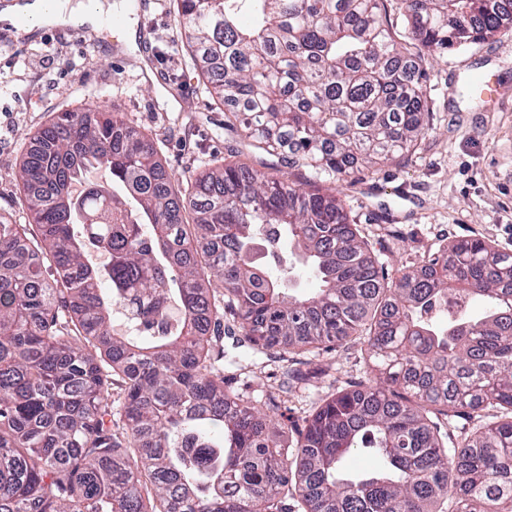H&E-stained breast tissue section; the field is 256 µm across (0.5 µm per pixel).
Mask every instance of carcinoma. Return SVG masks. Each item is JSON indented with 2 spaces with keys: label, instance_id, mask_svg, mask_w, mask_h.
<instances>
[{
  "label": "carcinoma",
  "instance_id": "obj_1",
  "mask_svg": "<svg viewBox=\"0 0 512 512\" xmlns=\"http://www.w3.org/2000/svg\"><path fill=\"white\" fill-rule=\"evenodd\" d=\"M382 2L177 0L224 123L311 181L213 165L185 224L120 113L61 112L32 137L20 180L36 229L0 215V512H290L293 495L302 512H512V255L458 239L387 282L339 192L354 164L375 172L430 129L425 56L498 31L512 0H404L406 41ZM284 245L313 292L264 264ZM119 298L140 327L115 329ZM220 298L260 353L363 337L375 384L320 400L281 441L228 389ZM489 410L455 442L440 426ZM357 452L377 467L350 470Z\"/></svg>",
  "mask_w": 512,
  "mask_h": 512
}]
</instances>
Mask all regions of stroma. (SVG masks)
I'll return each mask as SVG.
<instances>
[{
  "instance_id": "stroma-1",
  "label": "stroma",
  "mask_w": 512,
  "mask_h": 512,
  "mask_svg": "<svg viewBox=\"0 0 512 512\" xmlns=\"http://www.w3.org/2000/svg\"><path fill=\"white\" fill-rule=\"evenodd\" d=\"M137 24L150 31L152 61L136 48L113 52L110 41L121 32L110 26L93 46L68 34L0 41V214L31 223L19 167L32 135L58 113L93 104L148 134L182 193L213 161L249 153L244 132L225 126L186 50L176 0H152ZM425 70L429 134L402 162L359 170L343 189L345 208L388 279L452 240L480 238L512 254V22L478 44L433 56ZM475 77L481 90L462 95ZM372 383L364 345L353 336L331 350L260 360L232 389L261 411L288 415L284 436L292 441L320 399Z\"/></svg>"
}]
</instances>
